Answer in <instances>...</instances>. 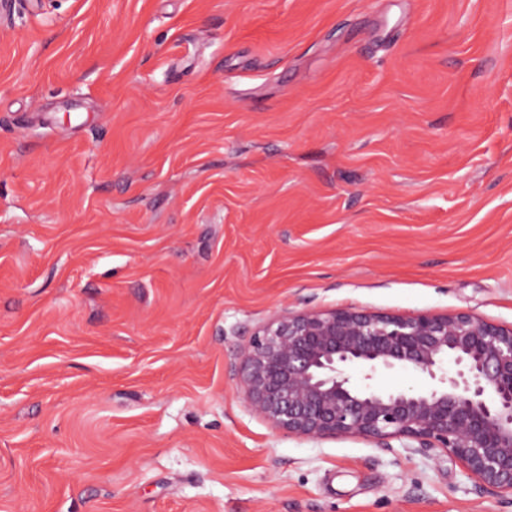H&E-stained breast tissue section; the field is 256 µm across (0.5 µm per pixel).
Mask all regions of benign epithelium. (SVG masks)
I'll list each match as a JSON object with an SVG mask.
<instances>
[{"mask_svg":"<svg viewBox=\"0 0 512 512\" xmlns=\"http://www.w3.org/2000/svg\"><path fill=\"white\" fill-rule=\"evenodd\" d=\"M248 409L289 435H358L438 448L484 486L512 494V325L470 312L407 316L278 310L241 355ZM409 370L416 390L383 386Z\"/></svg>","mask_w":512,"mask_h":512,"instance_id":"7a95c632","label":"benign epithelium"}]
</instances>
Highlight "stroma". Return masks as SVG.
<instances>
[{
	"label": "stroma",
	"mask_w": 512,
	"mask_h": 512,
	"mask_svg": "<svg viewBox=\"0 0 512 512\" xmlns=\"http://www.w3.org/2000/svg\"><path fill=\"white\" fill-rule=\"evenodd\" d=\"M346 308L512 325V0L0 13V512H512L249 411L253 334Z\"/></svg>",
	"instance_id": "1"
}]
</instances>
